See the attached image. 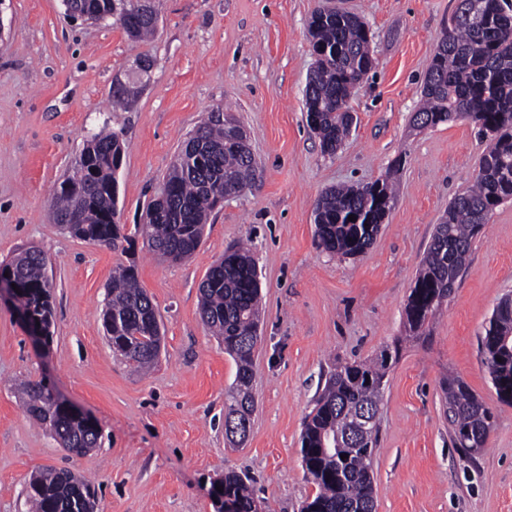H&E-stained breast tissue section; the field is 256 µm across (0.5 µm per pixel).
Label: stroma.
<instances>
[{"label": "stroma", "instance_id": "stroma-1", "mask_svg": "<svg viewBox=\"0 0 512 512\" xmlns=\"http://www.w3.org/2000/svg\"><path fill=\"white\" fill-rule=\"evenodd\" d=\"M321 0H157V31L135 43L119 25L67 16L62 0H0V262L34 245L52 271L53 337L37 345L0 303V512H28L32 473L87 477L94 512H215L224 473L252 481L263 512H300L316 486L300 458L305 416L328 371L399 347L380 403L373 456L377 512H512V406L484 363L483 327L512 294V201L496 207L426 336L405 307L436 224L470 187L489 145L454 120L416 131L411 117L458 0H343L371 34L375 67L350 100L355 123L335 154L308 126L304 89L314 57L308 20ZM153 60L139 93L112 108L115 82ZM243 124L258 161L252 185L211 213L186 262L84 241L54 226L50 200L87 137L108 126L126 142L116 220L144 223L180 143L216 109ZM396 170L399 193L365 254L319 248L314 208L326 189ZM249 243L263 314L254 355L256 410L230 447L224 402L236 366L200 314L199 286L228 246ZM161 316L155 367L113 353L101 314L119 267ZM461 378L495 415L485 447L455 448L441 382ZM47 378L96 420L100 446L65 451L26 415L16 380Z\"/></svg>", "mask_w": 512, "mask_h": 512}]
</instances>
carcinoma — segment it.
Here are the masks:
<instances>
[{"label":"carcinoma","mask_w":512,"mask_h":512,"mask_svg":"<svg viewBox=\"0 0 512 512\" xmlns=\"http://www.w3.org/2000/svg\"><path fill=\"white\" fill-rule=\"evenodd\" d=\"M120 26L129 39L144 41L156 29L139 12ZM318 55L304 90L307 117L322 151L333 154L350 132L348 101L352 90L374 69L370 31L351 12L321 6L308 22ZM413 120L420 128L465 118L490 139L478 161L474 183L458 194L436 225L421 259L405 308L406 328L426 334L451 295L477 236L489 214L512 201V0H459L453 28L437 44L420 92ZM234 126L207 117L197 126L202 150L186 139L159 194L134 234L147 238L150 249L166 260L191 258L218 195H239L255 179L258 163L252 150L233 134ZM124 157L123 132L106 126L90 135L71 171L59 183L51 202L54 224L72 236L109 248L129 242L115 220L113 165ZM81 171L87 179L77 178ZM395 195V174L365 186L324 191L315 207L319 246L342 257L364 253L373 243ZM356 220H348V216ZM1 266L20 284L18 298L31 315L52 325L47 259L39 249H26ZM201 317L224 351L235 361L234 385L224 404V435L248 436L256 402L252 391L253 353L261 316L259 276L251 250L224 252L207 271L200 288ZM103 322L112 350L141 370L157 359L162 336L156 308L140 286L135 265L119 268L107 287ZM485 365L500 402L512 406V297L495 307L481 340ZM399 346L385 350L373 364H347L331 370L306 416L301 433V459L317 487L301 512H375L372 459L378 442V415L383 381ZM445 413L456 447L471 454L466 434L492 428L493 414L457 377L442 380ZM28 417L82 456L97 447L99 437L86 432L82 420L54 398L43 380L18 385ZM369 423L360 432L361 415ZM224 496L236 512H255L258 499L248 478L234 472L222 478ZM29 512H94V492L82 477L66 469H43L25 487Z\"/></svg>","instance_id":"carcinoma-1"}]
</instances>
